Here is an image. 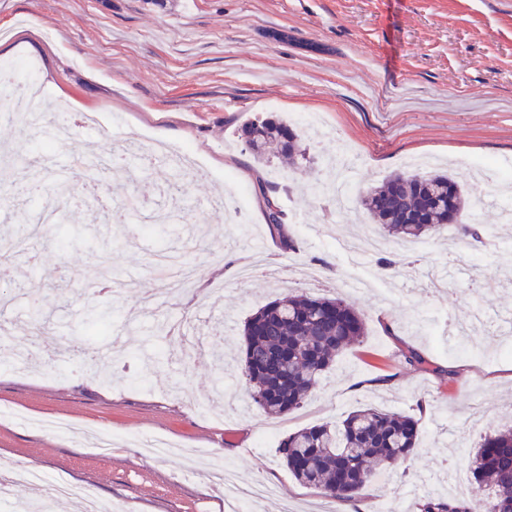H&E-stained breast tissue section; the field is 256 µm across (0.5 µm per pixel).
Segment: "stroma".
<instances>
[{"mask_svg": "<svg viewBox=\"0 0 512 512\" xmlns=\"http://www.w3.org/2000/svg\"><path fill=\"white\" fill-rule=\"evenodd\" d=\"M37 65L50 109L61 116H99L75 126L58 160L126 143L190 148L205 176L171 234L150 232L153 214L177 174L168 167L103 181L113 201L134 197L139 218L104 223V210L82 188L89 173L71 168L73 192L55 221L79 238L63 249L53 238H26L51 195L21 200L14 181L27 176L26 158L44 131L19 139L0 124L10 165L0 164V234L22 244L0 262V294L15 292L0 319L5 344L33 346L42 364L0 361V475L24 467L44 481L64 477L92 486L114 512H231L207 477L189 465L224 464L243 478L277 488L279 498L255 512H343L299 485L283 465L279 443L315 424H340L368 403L419 419L421 445L406 462L378 475L356 503L365 512H419L414 487L448 466L462 472L470 493L472 448L488 426L512 424V223L499 221L507 198L499 174H512V0H0V60ZM317 114L325 138L303 134L304 159L253 162L240 137L255 119L277 115L295 125ZM354 157L356 192L406 171L417 159L453 176L474 196L471 166L490 165L487 200L478 214L492 225V246L473 266L448 264L461 246L456 225L423 241L415 274L400 242L360 255L375 226L361 211L328 207L325 184L337 144ZM232 174L247 194V226L213 218L200 201L227 193ZM277 188L282 229L266 224L254 192L257 179ZM295 242L285 248L284 238ZM187 244L194 293L160 301L136 317L141 296L158 286V246ZM264 270L239 283L235 267L248 256ZM394 261L387 271L380 257ZM358 284L350 291L346 282ZM350 301L366 319V334L338 360L314 396L284 417L266 415L250 397L217 392L210 360L174 363L178 337L155 324L186 313L207 348L235 349L253 312L288 294ZM52 320L33 332L35 311ZM427 361L405 363L408 350ZM206 406H198L197 395ZM62 419L61 435L40 428ZM116 437L109 455L94 434ZM164 439L186 458H159L141 447Z\"/></svg>", "mask_w": 512, "mask_h": 512, "instance_id": "1", "label": "stroma"}]
</instances>
